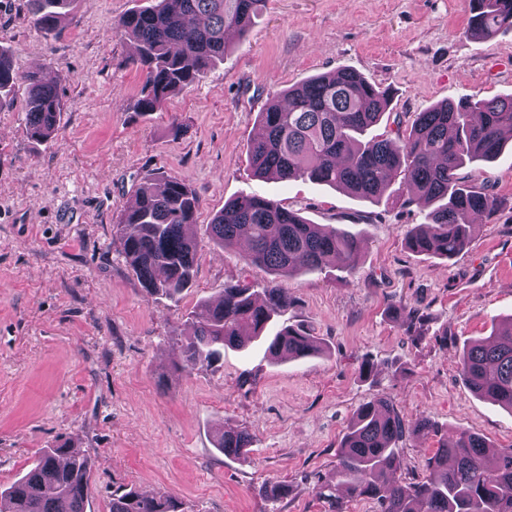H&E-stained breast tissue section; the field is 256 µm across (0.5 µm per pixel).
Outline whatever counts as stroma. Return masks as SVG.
Segmentation results:
<instances>
[{"mask_svg": "<svg viewBox=\"0 0 512 512\" xmlns=\"http://www.w3.org/2000/svg\"><path fill=\"white\" fill-rule=\"evenodd\" d=\"M139 4L75 0L50 37L28 0H0V47L15 71H44L65 102L43 143L26 133L24 91L0 110V487L67 441L92 461L86 512H110L119 488L173 494L187 512H328L317 481L333 472L355 410L376 398L440 432L512 448V411L474 394L460 372L465 343L512 315V157L463 168L508 206L480 218L468 249L445 261L408 249L428 207L399 181L373 203L258 177L247 153L274 97L339 69L391 89V115L407 125L442 101L512 94V33L468 36L469 0H269L223 63L143 114L133 45L112 32ZM161 173L201 200L197 274L176 302L146 295L114 233L136 185ZM242 194L355 234L357 268L280 279L290 304L277 325L305 330L322 352L274 361L253 340L225 350L223 366L188 373L181 348L195 304L230 284L259 294L271 279L243 261V246L209 240L213 215ZM400 301L429 312L422 341L393 314ZM228 428L252 435L247 458L216 450ZM439 434L403 442L398 479L422 473ZM273 483L288 484V498L271 501Z\"/></svg>", "mask_w": 512, "mask_h": 512, "instance_id": "1", "label": "stroma"}]
</instances>
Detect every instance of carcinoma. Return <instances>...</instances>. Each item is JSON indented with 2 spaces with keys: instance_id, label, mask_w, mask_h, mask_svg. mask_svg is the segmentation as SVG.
I'll return each instance as SVG.
<instances>
[{
  "instance_id": "carcinoma-1",
  "label": "carcinoma",
  "mask_w": 512,
  "mask_h": 512,
  "mask_svg": "<svg viewBox=\"0 0 512 512\" xmlns=\"http://www.w3.org/2000/svg\"><path fill=\"white\" fill-rule=\"evenodd\" d=\"M33 24L45 35L59 33L74 0H29ZM267 0H150L122 15L113 32L136 45L132 64L143 85L138 111L163 109L175 94L192 87L224 59L229 36H243L266 9ZM466 32L490 39L512 31V0H469ZM27 89L25 126L43 141L53 134L62 100L54 82L37 73L18 75L8 51L0 48V110L12 105L18 83ZM393 94L349 70L312 76L288 88L283 100L258 113L261 134L248 146L254 173L282 181L308 179L377 201L388 183L432 206L425 223L412 229L407 247L419 255L450 260L468 248L471 217H491L503 201L464 180L467 163L497 158L502 131L512 129V95H474L441 102L418 113L411 127L369 135L389 112ZM200 199L173 175L146 177L135 189V204L116 225L123 254L151 296L179 300L191 288L199 245L185 228L196 223ZM209 238L222 245L247 241L246 263L276 276L321 271L334 265L355 270L361 242L354 235L312 224L274 202L242 196L226 204L207 225ZM276 282L259 303L245 284L224 287L222 300L201 302L190 312L193 338L182 348L183 370H208L224 358V348L243 346V330L259 337L272 318L287 308ZM275 358L297 360L321 352L319 342L290 325L268 337ZM461 375L477 396L512 411V316L485 341L465 345ZM433 430L421 416L406 419L390 402L362 404L339 443L334 473L320 481L317 494L329 512H342L340 494L369 498L379 512H512V449L486 467L488 443L458 429L444 438L425 464L423 476L401 482L394 470L403 441ZM249 433L226 430L216 448L227 457H245ZM91 462L69 444L42 449L27 473L0 490V512H85ZM112 512H182L171 495L147 496L129 488L112 492Z\"/></svg>"
}]
</instances>
